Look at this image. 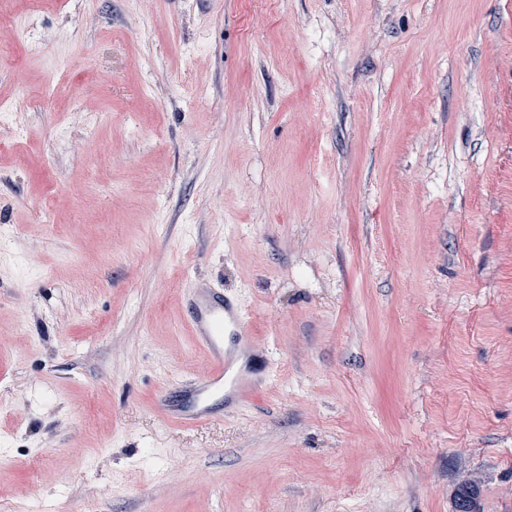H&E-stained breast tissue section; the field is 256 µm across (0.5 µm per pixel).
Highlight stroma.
I'll return each instance as SVG.
<instances>
[{
  "instance_id": "obj_1",
  "label": "stroma",
  "mask_w": 512,
  "mask_h": 512,
  "mask_svg": "<svg viewBox=\"0 0 512 512\" xmlns=\"http://www.w3.org/2000/svg\"><path fill=\"white\" fill-rule=\"evenodd\" d=\"M11 2L0 512H512V0ZM190 309V326L196 344L206 351L210 366L208 371L190 386L177 384L181 392L179 404L163 403L164 416L180 423L196 424L211 417L210 399L224 393L230 381L233 351L224 344L228 329L237 336L246 334V323L238 306L224 301V294L210 288H192L187 298Z\"/></svg>"
}]
</instances>
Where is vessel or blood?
<instances>
[{
  "label": "vessel or blood",
  "mask_w": 512,
  "mask_h": 512,
  "mask_svg": "<svg viewBox=\"0 0 512 512\" xmlns=\"http://www.w3.org/2000/svg\"><path fill=\"white\" fill-rule=\"evenodd\" d=\"M190 326L197 345L206 351L210 366L195 383L181 387V400L164 404L166 418L196 424L211 416L210 400L223 393L230 380L233 351L224 343L225 331L244 336L246 323L238 306L225 301L222 293L208 288L191 289L187 299Z\"/></svg>",
  "instance_id": "obj_1"
}]
</instances>
